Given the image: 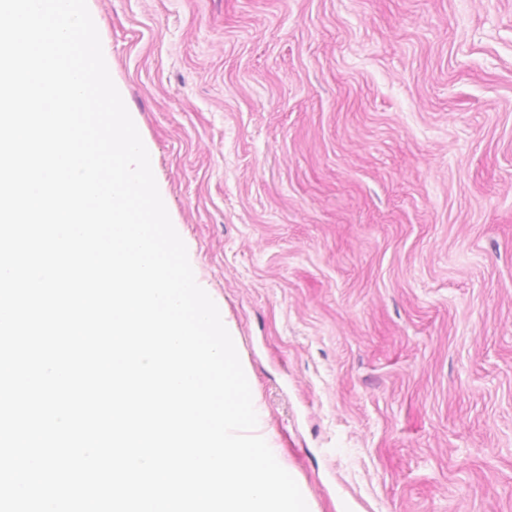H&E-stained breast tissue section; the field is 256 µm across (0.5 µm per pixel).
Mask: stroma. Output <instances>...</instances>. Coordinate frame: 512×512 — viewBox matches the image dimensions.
Here are the masks:
<instances>
[{
    "label": "stroma",
    "mask_w": 512,
    "mask_h": 512,
    "mask_svg": "<svg viewBox=\"0 0 512 512\" xmlns=\"http://www.w3.org/2000/svg\"><path fill=\"white\" fill-rule=\"evenodd\" d=\"M310 512H512V0H87Z\"/></svg>",
    "instance_id": "obj_1"
}]
</instances>
